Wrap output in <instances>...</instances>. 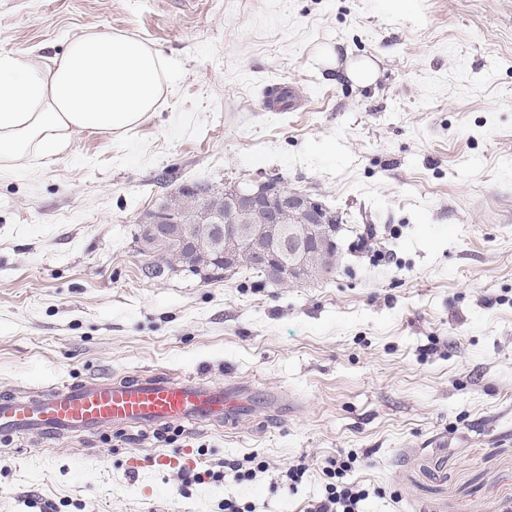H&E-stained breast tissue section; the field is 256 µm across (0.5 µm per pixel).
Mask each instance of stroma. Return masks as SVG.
<instances>
[{"label": "stroma", "mask_w": 512, "mask_h": 512, "mask_svg": "<svg viewBox=\"0 0 512 512\" xmlns=\"http://www.w3.org/2000/svg\"><path fill=\"white\" fill-rule=\"evenodd\" d=\"M91 27L172 79L142 125L0 168V394L164 371L251 409L166 441L0 440V512H306L328 460L367 449L362 512H512V0H0V53ZM275 83L303 111H267ZM275 177L341 216L329 278L143 275L166 196ZM179 448L195 469L131 481L130 456ZM247 454L265 472L219 477Z\"/></svg>", "instance_id": "35a3bbf8"}]
</instances>
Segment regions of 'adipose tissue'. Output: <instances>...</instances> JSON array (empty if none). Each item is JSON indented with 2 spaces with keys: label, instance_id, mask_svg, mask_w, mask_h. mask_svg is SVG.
<instances>
[{
  "label": "adipose tissue",
  "instance_id": "adipose-tissue-1",
  "mask_svg": "<svg viewBox=\"0 0 512 512\" xmlns=\"http://www.w3.org/2000/svg\"><path fill=\"white\" fill-rule=\"evenodd\" d=\"M169 80L160 51L94 28L50 58L0 54V168L50 164L76 135L140 125Z\"/></svg>",
  "mask_w": 512,
  "mask_h": 512
}]
</instances>
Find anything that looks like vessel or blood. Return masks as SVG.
<instances>
[{"label": "vessel or blood", "instance_id": "1", "mask_svg": "<svg viewBox=\"0 0 512 512\" xmlns=\"http://www.w3.org/2000/svg\"><path fill=\"white\" fill-rule=\"evenodd\" d=\"M245 401L240 389L216 387L193 377L166 372L133 378H88L62 383L32 397L18 391L0 398V436L39 433L63 438L94 435L112 425L152 428L166 425L213 424L240 416ZM189 449L161 453L149 460L132 457L128 472L146 467L158 471L191 466Z\"/></svg>", "mask_w": 512, "mask_h": 512}]
</instances>
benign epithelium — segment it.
<instances>
[{
	"label": "benign epithelium",
	"instance_id": "obj_1",
	"mask_svg": "<svg viewBox=\"0 0 512 512\" xmlns=\"http://www.w3.org/2000/svg\"><path fill=\"white\" fill-rule=\"evenodd\" d=\"M239 223L219 225L216 242L201 233L210 225V213L197 210L179 215L164 202L146 213L141 221L140 250L148 256L174 254L184 268L201 267L212 261H223L234 267L236 255L244 247L253 254L277 281L292 282L310 277L314 272L324 276L323 268H315L307 260L312 248H339L331 215L312 195L301 192L280 193L268 182L230 188ZM262 223H252V216Z\"/></svg>",
	"mask_w": 512,
	"mask_h": 512
}]
</instances>
